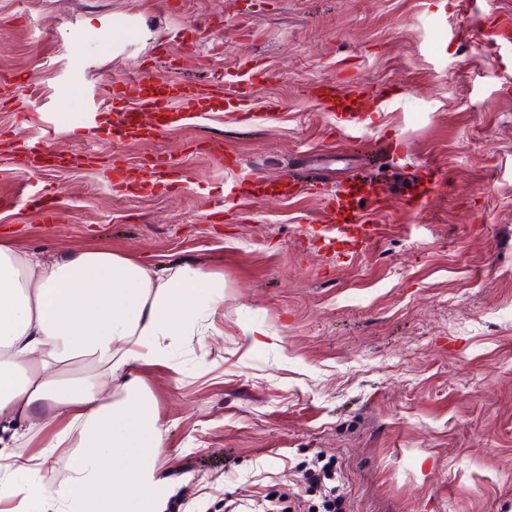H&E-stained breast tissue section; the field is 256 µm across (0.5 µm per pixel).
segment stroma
Listing matches in <instances>:
<instances>
[{"mask_svg":"<svg viewBox=\"0 0 512 512\" xmlns=\"http://www.w3.org/2000/svg\"><path fill=\"white\" fill-rule=\"evenodd\" d=\"M490 10L512 0H0V76L42 95L28 120L0 103V241L224 277L209 337L139 370L165 512H323L325 487L303 479L319 456L340 512H512V41L476 28ZM160 44L172 77L221 87L213 112L148 140H93L103 112L127 106L103 85L166 68ZM255 66L266 78L245 124L228 77ZM339 75L373 100L355 130L302 92ZM394 139L405 152L374 159L373 143ZM21 140L94 158L36 174L12 159ZM214 140L238 167L212 160ZM158 154L173 163L165 190L108 187L113 162ZM287 173L317 194L226 205L237 182ZM369 175L441 186L421 212L393 199L367 214L376 240L334 257L322 199ZM36 185L60 222L42 221Z\"/></svg>","mask_w":512,"mask_h":512,"instance_id":"35a3bbf8","label":"stroma"}]
</instances>
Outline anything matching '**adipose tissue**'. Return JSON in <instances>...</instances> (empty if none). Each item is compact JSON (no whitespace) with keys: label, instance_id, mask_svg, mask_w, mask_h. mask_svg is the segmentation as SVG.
Returning <instances> with one entry per match:
<instances>
[{"label":"adipose tissue","instance_id":"1","mask_svg":"<svg viewBox=\"0 0 512 512\" xmlns=\"http://www.w3.org/2000/svg\"><path fill=\"white\" fill-rule=\"evenodd\" d=\"M223 301V276L188 265L152 269L106 249L44 260L0 243V420L29 422L6 468L32 476L9 490L13 512H161L167 490L153 461L162 435L136 370L168 361ZM78 356L97 364L93 380L63 378ZM118 375L121 398L109 389ZM59 418L42 454L29 455L25 442ZM74 435L76 466L56 481L47 462Z\"/></svg>","mask_w":512,"mask_h":512}]
</instances>
